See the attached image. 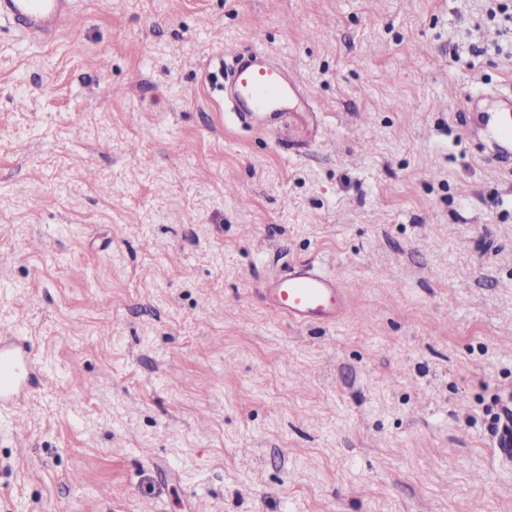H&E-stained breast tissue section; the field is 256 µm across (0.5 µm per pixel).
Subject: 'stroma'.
Listing matches in <instances>:
<instances>
[{
	"label": "stroma",
	"mask_w": 512,
	"mask_h": 512,
	"mask_svg": "<svg viewBox=\"0 0 512 512\" xmlns=\"http://www.w3.org/2000/svg\"><path fill=\"white\" fill-rule=\"evenodd\" d=\"M0 26V512H512V0H73ZM288 67L286 135L224 99ZM81 137H74V130ZM298 260L345 321L258 296ZM70 10L71 0H2L0 20L13 21L30 35L48 37ZM0 336V405H16L23 400L24 383L36 368L26 341Z\"/></svg>",
	"instance_id": "obj_1"
}]
</instances>
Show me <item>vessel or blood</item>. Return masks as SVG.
Returning a JSON list of instances; mask_svg holds the SVG:
<instances>
[{"mask_svg": "<svg viewBox=\"0 0 512 512\" xmlns=\"http://www.w3.org/2000/svg\"><path fill=\"white\" fill-rule=\"evenodd\" d=\"M70 10L71 0H0V20L13 21L36 37L49 36ZM232 86L240 118L267 115L270 131L276 132L294 114L283 65L251 57L233 68ZM261 295L279 316L296 325L333 326L345 309L341 281L312 262L292 265L286 272L270 276ZM34 368L27 343L12 336L0 339V405L22 401L24 384Z\"/></svg>", "mask_w": 512, "mask_h": 512, "instance_id": "b4317fda", "label": "vessel or blood"}]
</instances>
